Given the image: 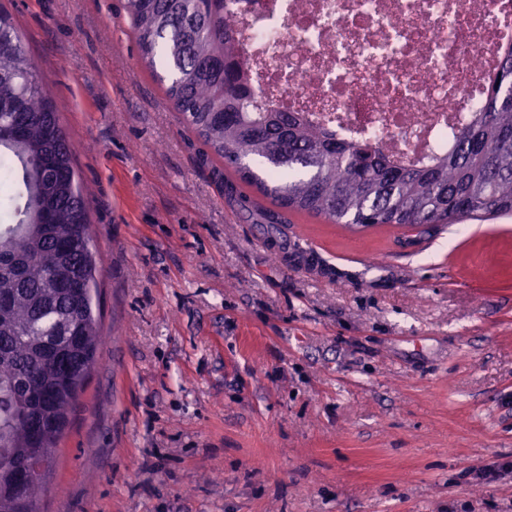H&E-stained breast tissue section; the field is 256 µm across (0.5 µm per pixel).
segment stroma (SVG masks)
<instances>
[{"label": "stroma", "instance_id": "35a3bbf8", "mask_svg": "<svg viewBox=\"0 0 512 512\" xmlns=\"http://www.w3.org/2000/svg\"><path fill=\"white\" fill-rule=\"evenodd\" d=\"M0 9L78 145L103 260L105 339L40 512H512V216L286 213L269 245L124 0Z\"/></svg>", "mask_w": 512, "mask_h": 512}]
</instances>
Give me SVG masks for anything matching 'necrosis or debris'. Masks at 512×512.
Instances as JSON below:
<instances>
[{
    "mask_svg": "<svg viewBox=\"0 0 512 512\" xmlns=\"http://www.w3.org/2000/svg\"><path fill=\"white\" fill-rule=\"evenodd\" d=\"M255 93L407 162L447 151L512 49V0H228Z\"/></svg>",
    "mask_w": 512,
    "mask_h": 512,
    "instance_id": "necrosis-or-debris-1",
    "label": "necrosis or debris"
}]
</instances>
